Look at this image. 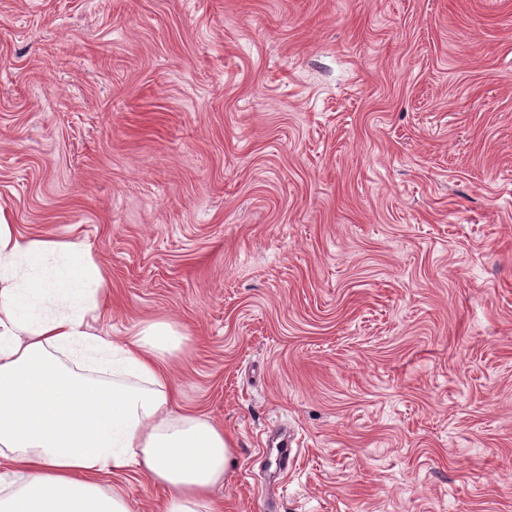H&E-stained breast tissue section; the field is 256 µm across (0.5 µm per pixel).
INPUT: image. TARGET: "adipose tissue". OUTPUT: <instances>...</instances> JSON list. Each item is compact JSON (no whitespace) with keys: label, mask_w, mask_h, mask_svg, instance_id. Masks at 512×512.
Masks as SVG:
<instances>
[{"label":"adipose tissue","mask_w":512,"mask_h":512,"mask_svg":"<svg viewBox=\"0 0 512 512\" xmlns=\"http://www.w3.org/2000/svg\"><path fill=\"white\" fill-rule=\"evenodd\" d=\"M109 298L89 249L22 235L0 211V512H131L98 481L131 469L164 488L160 512H221L233 442L176 411L177 330L103 338Z\"/></svg>","instance_id":"obj_1"}]
</instances>
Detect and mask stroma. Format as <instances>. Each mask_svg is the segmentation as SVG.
Listing matches in <instances>:
<instances>
[{
    "label": "stroma",
    "instance_id": "35a3bbf8",
    "mask_svg": "<svg viewBox=\"0 0 512 512\" xmlns=\"http://www.w3.org/2000/svg\"><path fill=\"white\" fill-rule=\"evenodd\" d=\"M0 209L174 322L223 512H512V0H0Z\"/></svg>",
    "mask_w": 512,
    "mask_h": 512
}]
</instances>
